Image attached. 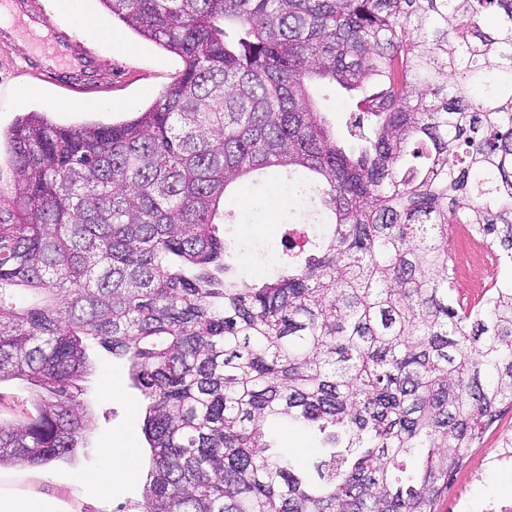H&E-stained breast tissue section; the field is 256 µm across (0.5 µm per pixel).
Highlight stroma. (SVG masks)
<instances>
[{"instance_id": "stroma-1", "label": "stroma", "mask_w": 512, "mask_h": 512, "mask_svg": "<svg viewBox=\"0 0 512 512\" xmlns=\"http://www.w3.org/2000/svg\"><path fill=\"white\" fill-rule=\"evenodd\" d=\"M14 24H0V132H7L28 112L47 115L60 127L109 125L131 117L150 103L182 72V59L137 35L118 20H108L111 39H97L82 31L57 6V0H21ZM32 95H24L26 87ZM99 101L96 109L85 108ZM279 176L264 183H244L228 203L236 221L222 224L218 234L226 244L232 275L254 284L275 276L288 260L284 236L312 232L309 214L301 203L279 188ZM118 382L117 394L103 391L107 380ZM93 419L87 445L68 461L32 468L13 466L0 475L13 478L18 489L55 498L67 512H129L142 500L149 469L143 435L144 401L129 379L125 361L95 356L94 370L80 397ZM267 438L294 458L308 478L321 457L317 434L293 426H272ZM512 438V411L505 412L487 431L455 476L437 512H464L465 505L512 501V463L495 462L504 440ZM134 448L136 475L113 487L104 502L76 483V476L98 459L106 443Z\"/></svg>"}]
</instances>
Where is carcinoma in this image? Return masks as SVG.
Here are the masks:
<instances>
[{
    "label": "carcinoma",
    "instance_id": "cac0c4a2",
    "mask_svg": "<svg viewBox=\"0 0 512 512\" xmlns=\"http://www.w3.org/2000/svg\"><path fill=\"white\" fill-rule=\"evenodd\" d=\"M99 2L184 68L122 122L8 134L0 384L32 411L0 420V468L84 447L100 349L148 401L141 512H436L512 409V281L464 308L448 256L465 224L512 264V0ZM324 82L352 100L339 136ZM279 170L320 243L238 283L219 205ZM273 419L321 435L319 483Z\"/></svg>",
    "mask_w": 512,
    "mask_h": 512
}]
</instances>
